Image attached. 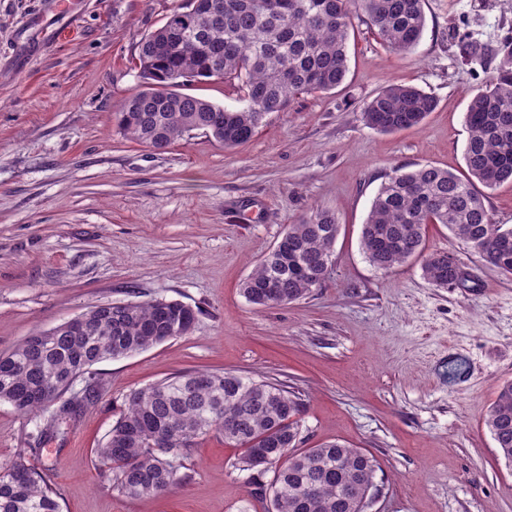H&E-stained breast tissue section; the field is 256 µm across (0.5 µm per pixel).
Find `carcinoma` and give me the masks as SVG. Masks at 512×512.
Wrapping results in <instances>:
<instances>
[{
	"label": "carcinoma",
	"instance_id": "carcinoma-1",
	"mask_svg": "<svg viewBox=\"0 0 512 512\" xmlns=\"http://www.w3.org/2000/svg\"><path fill=\"white\" fill-rule=\"evenodd\" d=\"M424 4L183 0L140 39L133 64L143 88L121 104L118 128L163 150L193 131L234 149L294 96L327 92L344 81L352 12H361L387 47L406 52L425 29ZM218 80L237 89L245 106L229 110L181 92L190 82ZM436 107V99L415 86L391 85L366 103L363 120L394 132L421 124ZM464 121L467 176L434 165L401 167L381 184L360 235L375 268L389 272L421 256L428 280L442 288L458 284L453 252L423 255L428 226L442 224L480 260L512 275V225L495 223L477 190L512 184V52L470 100ZM338 235L335 214L319 208L288 225L241 283L243 295L268 308L305 298L325 282ZM81 317L82 325L36 332L0 355V403L32 417L56 404L53 427L76 413L65 395L94 364L186 336L197 313L180 301L155 299L102 303ZM301 413V399L278 383L232 371H183L131 392L96 454L118 492L156 496L183 480L179 467L190 448L218 430L225 442L244 448L240 470H273L272 512H364L362 501L376 488L375 460L339 442L300 447ZM485 424L512 467V381L499 388ZM0 512H60L51 485L21 452L0 465Z\"/></svg>",
	"mask_w": 512,
	"mask_h": 512
}]
</instances>
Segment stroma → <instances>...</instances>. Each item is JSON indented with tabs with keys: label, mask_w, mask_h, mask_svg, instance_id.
Returning <instances> with one entry per match:
<instances>
[{
	"label": "stroma",
	"mask_w": 512,
	"mask_h": 512,
	"mask_svg": "<svg viewBox=\"0 0 512 512\" xmlns=\"http://www.w3.org/2000/svg\"><path fill=\"white\" fill-rule=\"evenodd\" d=\"M175 0H0V354L106 302L178 300L192 334L95 364L73 392L96 397L75 421L0 403V464L41 470L61 512H268L270 475L237 466L219 432L199 440L187 477L129 499L95 448L128 395L186 370L279 382L304 403L305 447L339 441L377 462L378 512H512V468L485 420L512 380V275L485 265L447 228L465 287L427 280L421 260L375 269L360 232L388 174L465 168L464 114L512 33V0H425L418 45L397 52L351 17L338 88L294 97L232 149L194 131L157 152L120 133L115 114L142 80L132 59ZM481 56H465L460 35ZM395 84L437 100L417 127L382 133L362 108ZM322 208L341 224L326 282L258 309L241 281L286 227Z\"/></svg>",
	"instance_id": "1"
}]
</instances>
